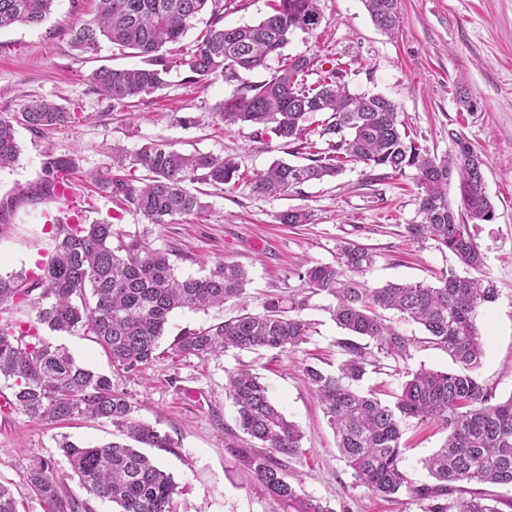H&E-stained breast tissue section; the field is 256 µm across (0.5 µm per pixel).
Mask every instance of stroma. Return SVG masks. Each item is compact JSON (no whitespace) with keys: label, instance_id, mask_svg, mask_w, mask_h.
<instances>
[{"label":"stroma","instance_id":"stroma-1","mask_svg":"<svg viewBox=\"0 0 512 512\" xmlns=\"http://www.w3.org/2000/svg\"><path fill=\"white\" fill-rule=\"evenodd\" d=\"M321 7L322 26L311 35L295 32L282 55L314 52L325 62L342 64L350 91L395 102L412 137L430 152H451V136L457 133L487 158L485 179L495 217L472 225L471 233L484 255L482 273L498 293L475 316L484 343L478 375L497 399H507L512 396V0H401L402 22L391 36L375 27L362 0H321ZM91 9L92 0H56L44 25L0 30V114L16 117L25 104L48 99L80 115L78 123L45 133L16 125L19 158L0 169V202L12 204L10 230L0 237V271L30 268L31 257L48 252L53 221L73 218L89 224L113 217L124 233L172 250L178 275H203L219 261L239 264L248 272L245 301L206 312H173L160 341L162 354L146 372L114 373L105 352L83 333L61 339L78 363L111 375L140 404L141 419L174 440V447L149 451L181 487L174 512H281L224 447L227 430L236 427L224 384L228 371L243 365L262 377L285 416L302 431V449L287 466L298 475L304 494L327 502L332 512H428L427 502L404 494L391 501L373 496L355 481L336 448L303 373L310 362L335 371L342 359L336 347L341 331L329 312L331 296L310 295L303 317L313 332L296 353H170L171 343L184 332L243 312H260L267 297L299 290L301 283L292 274L296 264L335 263L337 248L345 241L375 253L374 266L363 276L372 288L389 281L430 283L449 267L465 274L448 250L405 235V225L422 219L415 169L395 175L350 164L335 179L303 185L288 196L258 195L250 181L254 172L276 160L297 164L301 158L284 156L277 141L254 139L250 126L225 130L214 125L213 108L236 93L238 82L218 77L196 84L183 67L170 72L165 87L139 97L135 107L113 108L94 91L91 73L102 66L137 68L143 60L105 39L89 52L72 49L66 31L91 18ZM282 55L270 56L266 68L251 74V82L268 79ZM183 116L193 117V124H180ZM151 140L186 153L233 160L245 177L221 190L207 188L201 214L168 224L146 223L131 207L118 206L90 177L119 175L113 145L133 152ZM52 154L76 161L72 195L65 202L31 203L26 195L41 183ZM294 206L310 212V223L291 227L278 222V214ZM398 327L414 339L404 366L385 363L362 382L363 391L378 392L385 400L400 393L405 369L445 371L452 366L445 350L426 342L420 326L402 321ZM112 432L110 423L85 416L43 425L18 410L0 415V478L11 482L25 512H43L22 479L32 460L41 457L53 462L67 494L85 498L56 442L65 436L83 443L106 442ZM444 438L437 425L408 423L403 465L412 479L427 481L422 461Z\"/></svg>","mask_w":512,"mask_h":512}]
</instances>
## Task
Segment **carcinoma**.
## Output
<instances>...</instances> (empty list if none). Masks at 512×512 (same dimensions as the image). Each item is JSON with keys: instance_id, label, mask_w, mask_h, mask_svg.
<instances>
[{"instance_id": "1", "label": "carcinoma", "mask_w": 512, "mask_h": 512, "mask_svg": "<svg viewBox=\"0 0 512 512\" xmlns=\"http://www.w3.org/2000/svg\"><path fill=\"white\" fill-rule=\"evenodd\" d=\"M55 0H0V28L42 25ZM95 13L68 29L71 45L95 49L105 37L145 66L104 67L94 71V90L114 108L132 107V99L166 84L174 67H185L195 83L221 76L240 82L238 92L221 102L213 117L229 129L250 125L257 139L277 138L279 148L304 153V164L274 161L256 172L252 184L262 196L285 197L298 187L338 175L349 164L417 171L421 222L405 226L413 240L430 239L469 270L480 271L483 254L470 224L489 222L494 205L486 190L485 155L454 134V152L441 157L422 149L399 119L397 106L382 95H357L345 82L346 70L324 68L320 56H282L279 70L251 84L242 74L266 66L296 30L316 31L324 20L320 0H269L270 12L254 24L222 25L237 0H94ZM373 22L385 33L401 23L400 0H363ZM210 13V23L189 57L161 49L177 43L192 21ZM316 76L311 82L309 77ZM26 126L45 132L75 123L79 114L48 100L26 104ZM315 131L322 142L308 141ZM19 146L12 118L0 115V168L13 164ZM112 158L133 171L147 172L142 185L134 175L103 180L112 196L132 205L149 224H166L204 209L192 185L216 189L238 177V167L218 156L183 153L163 142H147L133 153L112 147ZM75 168L71 157H50L45 178L31 198L52 197L60 176ZM457 189L460 208L448 203ZM282 224H305L308 212L291 207ZM120 230L107 222L57 224L54 246L35 275L0 274V380L12 389L13 408L42 423L57 424L77 415L103 419L131 443L114 440L85 444L64 436L58 448L88 499L64 495L52 463L36 460L23 480L45 512H92L91 500L108 501L118 512H173L179 483L172 473L139 450L170 448L168 434L139 417V405L112 377L79 364L55 337L84 331L109 356L116 371L139 373L160 358L159 340L176 310L207 311L245 298L248 272L220 261L199 277L176 274L172 253L134 237L112 247ZM376 254L356 242L339 246L334 264L298 265L291 274L314 293L335 299L330 314L345 336L336 339L344 356L336 373L317 365L304 367L321 402L337 448L355 480L373 495L391 499L405 493L432 502L429 512H447L442 500L466 493L471 483L512 486V396L499 400L477 375L483 342L475 323L477 309L495 301L494 284L480 277L440 272L437 282L388 283L370 288L362 280ZM307 299L295 294L266 299L259 313L225 318L179 336L174 356H218L229 350L293 353L308 342L311 323L301 313ZM423 327L431 343L455 363L448 371L421 367L405 371L400 394L384 402L377 393L357 389L368 367L405 361L414 338L384 316ZM225 393L236 409L243 436L225 444L262 491L286 512H333L321 500L299 493L300 479L285 460L298 455L302 433L271 398L260 377L239 368L228 374ZM436 423L448 431L444 443L423 467L434 482H417L404 469L401 444L405 423ZM470 493V492H468ZM0 512H20L11 489L0 482ZM458 512H499L478 493L459 501Z\"/></svg>"}]
</instances>
